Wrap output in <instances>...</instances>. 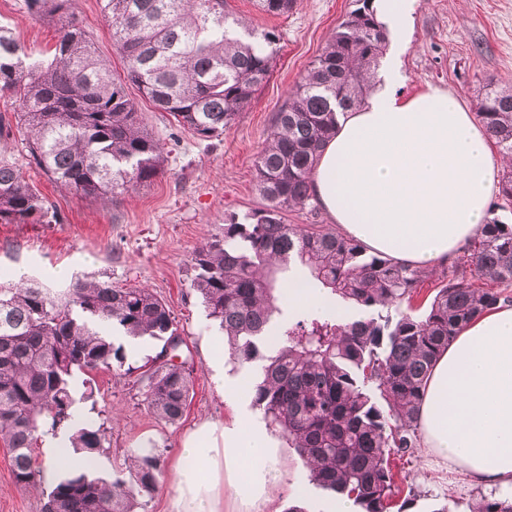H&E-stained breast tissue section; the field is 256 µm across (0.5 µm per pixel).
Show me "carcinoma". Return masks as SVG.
Returning a JSON list of instances; mask_svg holds the SVG:
<instances>
[{"label": "carcinoma", "mask_w": 512, "mask_h": 512, "mask_svg": "<svg viewBox=\"0 0 512 512\" xmlns=\"http://www.w3.org/2000/svg\"><path fill=\"white\" fill-rule=\"evenodd\" d=\"M30 12L56 23L52 59L26 60L0 27V95L15 98L31 160L47 178L86 199L104 200L149 185L164 171L163 145L145 129L127 92L135 86L180 128L218 139L269 79L278 35L256 32L227 10L226 0H106L113 45L124 62L115 76L75 18V0H27ZM296 0H261L286 15ZM387 42L368 0L331 33L288 101L275 113L255 159L265 204L224 220V234L191 258V288L208 319L230 340L242 367L260 364L253 406L288 440L317 489L352 502L356 512H406L389 467L393 454L418 445V415L437 358L458 333L497 306L512 303V224L495 216L462 254L434 272L426 310L412 300L429 272L318 224H286L282 212L312 198L310 174L336 134L338 116L360 106L377 78ZM476 119L500 156L497 209L512 207V85L489 79ZM46 199L0 160V224H41ZM298 264L310 286L358 307L345 321L329 312L282 317L277 274ZM162 342L142 365L143 405L176 424L191 400L193 367L165 358L181 337L172 311L152 290L119 287L78 274L64 289L35 279L0 283V441L9 449L15 483L43 480L32 451L46 438H67L89 457L105 429L76 420L79 375L126 364L113 332ZM163 454L135 453L109 480L73 463L47 494L44 512H147L160 490ZM464 512H512V499L482 495L455 502Z\"/></svg>", "instance_id": "carcinoma-1"}]
</instances>
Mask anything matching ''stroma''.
Returning a JSON list of instances; mask_svg holds the SVG:
<instances>
[{"label": "stroma", "mask_w": 512, "mask_h": 512, "mask_svg": "<svg viewBox=\"0 0 512 512\" xmlns=\"http://www.w3.org/2000/svg\"><path fill=\"white\" fill-rule=\"evenodd\" d=\"M227 4L256 28L278 33L272 75L218 139L177 128L168 114L140 102L146 129L169 153L165 174L151 185L112 200H89L56 187L30 165L23 126L12 125L9 137L0 139V159L15 166L59 215L51 224H0V273L34 275L61 288L65 282L56 273L65 268L117 286L149 288L170 307L185 340L182 355L193 367L194 396L178 424L155 419L141 402L137 374L119 369L93 372V395L77 406L82 421L105 428L94 476L111 478L130 452L163 451L167 473L149 512H171L174 488L168 473L178 460L184 433L200 421L221 423L233 413L217 391L205 354L208 337L219 329L190 288L192 254L223 234L225 217L263 206L254 159L270 134L273 115L333 29L355 9L356 0H297L281 16L261 12L256 0ZM75 15L98 53L111 61L113 73L122 74L104 0H76ZM0 26L10 30L33 60L47 59L58 39L56 24L31 16L26 0H0ZM407 30L408 41L399 54L405 95L449 90L473 111L485 79L512 84V0H415ZM279 448L285 487L275 495L273 512L295 505L322 512L327 498L308 481L296 451L284 439ZM391 467L402 491L414 493L408 512H436L486 491L463 474L431 465L420 447L410 457L392 456ZM43 503L41 488L15 483L10 452L0 444V512H43Z\"/></svg>", "instance_id": "obj_1"}]
</instances>
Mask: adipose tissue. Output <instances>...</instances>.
<instances>
[{"mask_svg":"<svg viewBox=\"0 0 512 512\" xmlns=\"http://www.w3.org/2000/svg\"><path fill=\"white\" fill-rule=\"evenodd\" d=\"M398 59L341 118L310 176L315 201L369 250L414 266L446 261L490 217L500 165L460 98L404 96ZM427 454L476 483L512 491V307L464 328L437 359L418 416ZM283 472L263 422L236 412L182 440L172 512H264Z\"/></svg>","mask_w":512,"mask_h":512,"instance_id":"ef3b65f1","label":"adipose tissue"}]
</instances>
